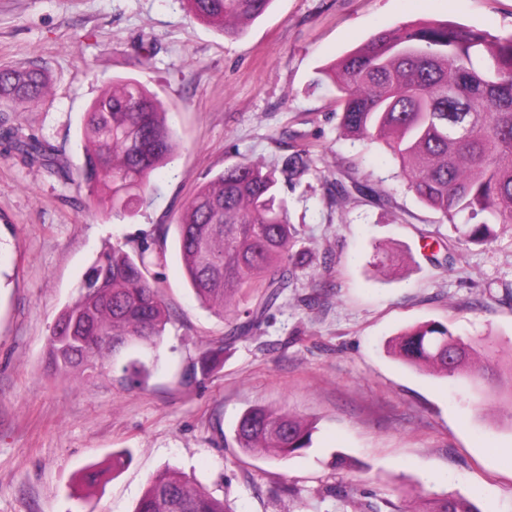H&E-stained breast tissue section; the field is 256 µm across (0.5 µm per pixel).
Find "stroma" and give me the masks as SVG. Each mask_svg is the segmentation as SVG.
<instances>
[{
	"label": "stroma",
	"mask_w": 512,
	"mask_h": 512,
	"mask_svg": "<svg viewBox=\"0 0 512 512\" xmlns=\"http://www.w3.org/2000/svg\"><path fill=\"white\" fill-rule=\"evenodd\" d=\"M418 21L510 34L512 0H274L235 37L179 0H0V67L36 63L50 77L43 101L0 119L46 141L65 167L30 168L0 147V512H134L168 468L233 512H429L447 494L512 512V382L452 380L388 348L436 320L495 343L511 366L512 226L491 244L457 246L445 264L451 227L382 146L342 135L337 91L319 75L374 33ZM116 75L155 92L178 133L153 200L123 220L100 214L79 178L83 115ZM303 149L311 167L281 193L301 245L325 265L299 273L210 377L184 383L226 321L185 278L174 231L183 205L226 167H278ZM338 180L376 195L337 200ZM160 224L166 260L152 273L170 319L143 384L130 387L117 367L57 376L47 339L88 263ZM386 254L397 261L382 279L375 263ZM254 405L303 418L310 448L288 460L241 451L234 427ZM122 449L129 459L113 464Z\"/></svg>",
	"instance_id": "1"
}]
</instances>
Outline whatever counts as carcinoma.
Masks as SVG:
<instances>
[{
	"label": "carcinoma",
	"instance_id": "1",
	"mask_svg": "<svg viewBox=\"0 0 512 512\" xmlns=\"http://www.w3.org/2000/svg\"><path fill=\"white\" fill-rule=\"evenodd\" d=\"M199 22L224 35L264 15L273 0H181ZM341 93V128L349 137L381 144L399 164L416 199L438 212L458 244H489L496 227L512 226V34L493 35L458 23L409 22L383 30L322 70ZM48 75L31 65L0 68V112L36 102ZM158 97L134 78L114 77L85 112L82 181L108 217H132L151 195L152 177L170 164L176 130ZM27 166L51 161L41 140L9 127L0 133ZM309 151L289 155L279 170L301 176ZM275 169L243 161L203 182L177 224L182 267L198 300L216 315L235 314L224 336L210 341L184 370L197 382L221 362L224 348L254 335L268 309L313 259L297 247ZM164 249L146 243L134 251L114 243L85 271L77 294L59 313L49 337L54 370L74 378L130 347L157 345L167 307L148 256ZM254 303L241 305L242 299ZM404 362L447 378L494 384L475 367L471 343L447 324L428 321L399 336ZM122 372L141 384L147 363L130 358ZM234 438L245 453L283 457L310 447L309 426L296 415L262 406L239 417ZM135 512H232L176 472L152 477ZM432 512H479L469 499L446 495Z\"/></svg>",
	"mask_w": 512,
	"mask_h": 512
}]
</instances>
